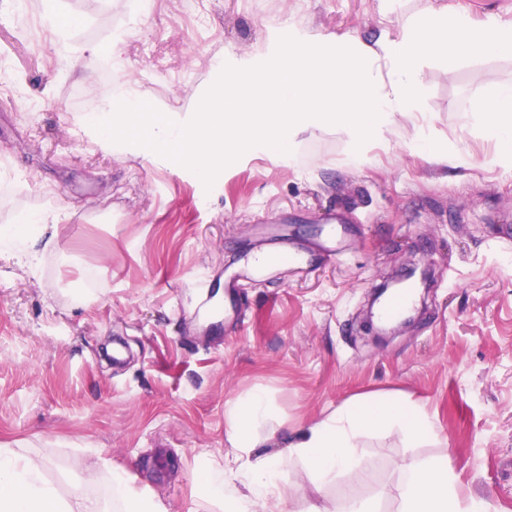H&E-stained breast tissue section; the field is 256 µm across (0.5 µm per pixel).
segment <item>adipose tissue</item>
Instances as JSON below:
<instances>
[{
    "mask_svg": "<svg viewBox=\"0 0 512 512\" xmlns=\"http://www.w3.org/2000/svg\"><path fill=\"white\" fill-rule=\"evenodd\" d=\"M472 110L483 134L499 150L495 163L512 167V82L494 83L474 100ZM59 208L19 212L12 225L0 227V253L11 254L20 266L38 268L55 250L54 238L43 228L66 220ZM272 418L265 391L254 389L230 403L224 411L229 455L236 467L211 461L194 479L202 489L204 505L221 512H257L270 499H285L288 481L285 458L308 464L310 485L319 497L309 512H372L357 495L353 483L343 485L335 500L321 499L324 484L356 467V440L365 431L399 425L408 439L422 440L433 432L429 418L417 407L392 398L366 396L325 419L285 436L287 454L264 455L255 432ZM54 455L44 448L32 453L19 443H0V512H168L161 498L135 484L124 470L96 457L85 480L69 485L66 476L49 481L46 469ZM404 481L397 489L399 512H476L473 501L463 499L444 456L403 464ZM109 473L112 505L91 491L102 473Z\"/></svg>",
    "mask_w": 512,
    "mask_h": 512,
    "instance_id": "adipose-tissue-1",
    "label": "adipose tissue"
}]
</instances>
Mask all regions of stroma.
<instances>
[{"label":"stroma","instance_id":"35a3bbf8","mask_svg":"<svg viewBox=\"0 0 512 512\" xmlns=\"http://www.w3.org/2000/svg\"><path fill=\"white\" fill-rule=\"evenodd\" d=\"M59 2L72 22L63 49L34 0H0V225L70 212L36 271L0 258V442L54 449L48 478L76 483L101 452L168 512H189L194 473L228 446L225 406L250 389L266 391L284 431L391 394L434 434L360 437L362 499L395 512L399 463L444 456L472 498L512 512V171L491 164L497 144L470 114L485 86L512 81V58L423 61L415 112L358 164L343 132L320 127L292 160L258 152L207 186L71 132L129 87L161 109L194 103L220 59L263 55L267 28L288 19L371 44L422 11L512 19V0H399L393 12L385 0ZM116 39L112 65L87 50ZM419 140L469 160L434 164ZM277 228L301 261L254 268ZM413 261L435 270L424 307L374 342L362 327L371 290ZM73 288L100 299L76 306ZM289 478L290 498L266 512H307L306 463Z\"/></svg>","mask_w":512,"mask_h":512}]
</instances>
